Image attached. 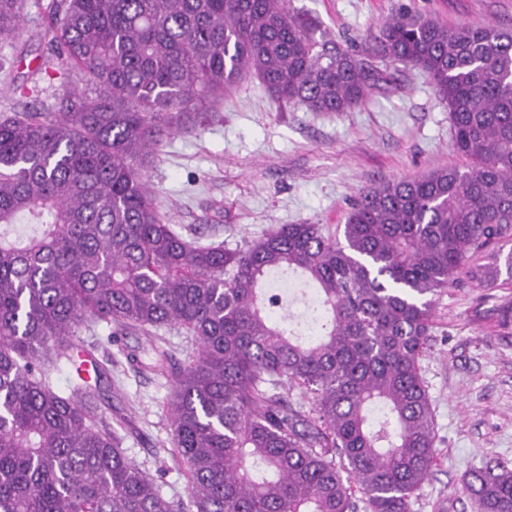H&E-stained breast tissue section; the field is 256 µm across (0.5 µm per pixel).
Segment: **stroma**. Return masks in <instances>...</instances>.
Returning a JSON list of instances; mask_svg holds the SVG:
<instances>
[{
	"label": "stroma",
	"mask_w": 512,
	"mask_h": 512,
	"mask_svg": "<svg viewBox=\"0 0 512 512\" xmlns=\"http://www.w3.org/2000/svg\"><path fill=\"white\" fill-rule=\"evenodd\" d=\"M51 0H25L19 34L0 43V113L58 112L70 88L95 86L63 65L51 45ZM318 41L344 48L403 9L451 25L493 23L512 30V0H288ZM391 86L348 112H311L273 101L246 77L224 99L199 104L194 131L167 138L148 166L165 222L185 237L233 249L280 224L346 220L349 202L378 183L464 165L452 143L448 110L418 70L392 66ZM431 348L421 362L437 457L413 512H476L463 491L471 468L512 459V283L467 282L447 289L433 309ZM86 348L111 362L119 393L99 406L131 417L122 429L129 457L165 496L186 499L187 483L165 445L171 437L170 384L122 362L120 344L147 346L142 334L113 343L99 325L82 332Z\"/></svg>",
	"instance_id": "1"
}]
</instances>
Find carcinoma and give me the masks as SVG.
<instances>
[{"label":"carcinoma","mask_w":512,"mask_h":512,"mask_svg":"<svg viewBox=\"0 0 512 512\" xmlns=\"http://www.w3.org/2000/svg\"><path fill=\"white\" fill-rule=\"evenodd\" d=\"M53 43L98 94L0 116V512H412L436 435L421 361L435 296L512 279V31L399 13L362 50L319 46L287 0H52ZM21 28L0 0V39ZM422 71L448 107L463 168L365 189L343 228L280 224L235 249L164 222L145 168L197 104L244 76L310 112H348ZM318 289L304 334L265 287ZM111 335L177 325L126 362L171 384L170 444L187 501L164 495L98 411L99 382L64 395L47 367ZM297 388L305 404L288 401ZM478 512H512V460L464 479ZM158 334L167 337L169 348L178 362H184L194 352V346L181 328L168 327L159 330Z\"/></svg>","instance_id":"cac0c4a2"}]
</instances>
